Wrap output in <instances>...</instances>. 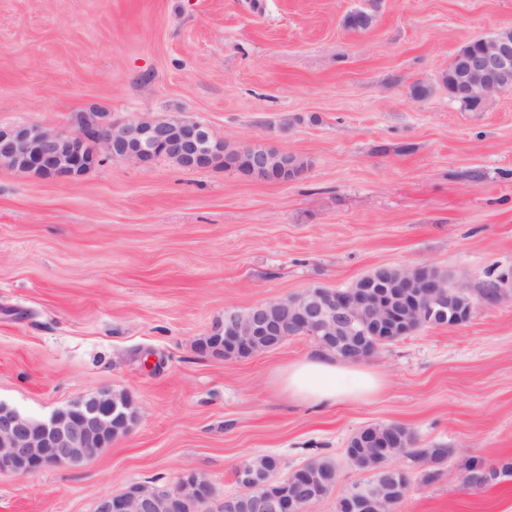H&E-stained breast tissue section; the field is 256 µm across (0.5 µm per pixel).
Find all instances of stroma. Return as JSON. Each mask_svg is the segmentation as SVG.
I'll return each instance as SVG.
<instances>
[{"instance_id": "1", "label": "stroma", "mask_w": 512, "mask_h": 512, "mask_svg": "<svg viewBox=\"0 0 512 512\" xmlns=\"http://www.w3.org/2000/svg\"><path fill=\"white\" fill-rule=\"evenodd\" d=\"M361 8L372 25L347 28ZM510 28L512 0H0V127L181 112L229 148L305 164L285 183L166 158L75 181L0 166V401L42 418L109 391L138 414L88 464L0 473V512H93L186 470L221 499L267 454L282 477L334 462L311 512H336L363 478L347 443L378 423L450 451L430 482L396 459L410 479L396 512H512V480L471 487L462 470L512 460V295L379 348L368 401L279 390L281 367L320 351L305 336L237 361L198 348L225 311L381 267L470 286L512 274V90L467 112L444 80L464 41Z\"/></svg>"}]
</instances>
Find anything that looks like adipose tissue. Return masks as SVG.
I'll use <instances>...</instances> for the list:
<instances>
[{"label": "adipose tissue", "instance_id": "adipose-tissue-1", "mask_svg": "<svg viewBox=\"0 0 512 512\" xmlns=\"http://www.w3.org/2000/svg\"><path fill=\"white\" fill-rule=\"evenodd\" d=\"M278 385L296 401L333 405L346 400L368 399L382 389L384 380L363 365L345 364L332 355H315L282 367Z\"/></svg>", "mask_w": 512, "mask_h": 512}]
</instances>
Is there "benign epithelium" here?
Here are the masks:
<instances>
[{
	"label": "benign epithelium",
	"mask_w": 512,
	"mask_h": 512,
	"mask_svg": "<svg viewBox=\"0 0 512 512\" xmlns=\"http://www.w3.org/2000/svg\"><path fill=\"white\" fill-rule=\"evenodd\" d=\"M457 67L448 72L450 92L485 109L490 98L512 79V32L467 40L456 53ZM224 141L181 112L161 121H114L107 112H80L73 130L58 132L40 125L0 128V165L40 177L77 180L106 159L148 166L166 157L191 169H202L222 155ZM290 152L275 161L252 153L250 174L264 178L273 166L288 172ZM478 307L471 287L456 284L422 267L379 268L349 289L308 288L302 293L271 300L250 309L224 314V323L202 351L226 360L247 358L279 348L288 338L304 335L337 346L350 357L366 355L364 336L375 344L407 336L432 316L448 312V326L467 322ZM136 420L130 399L102 393L58 408L46 418L30 417L0 401V471L33 477L52 465H83L98 456L112 440L128 433ZM382 466L369 478L351 485L344 497L358 512H388V505L406 496L409 480L393 461L402 455L383 442ZM295 470L285 480L260 474L244 460L236 480L249 494L255 512H308L322 499L307 474ZM214 487L192 471L161 488L133 483L123 492L102 497L94 512H171L175 508L213 512Z\"/></svg>",
	"instance_id": "benign-epithelium-1"
}]
</instances>
